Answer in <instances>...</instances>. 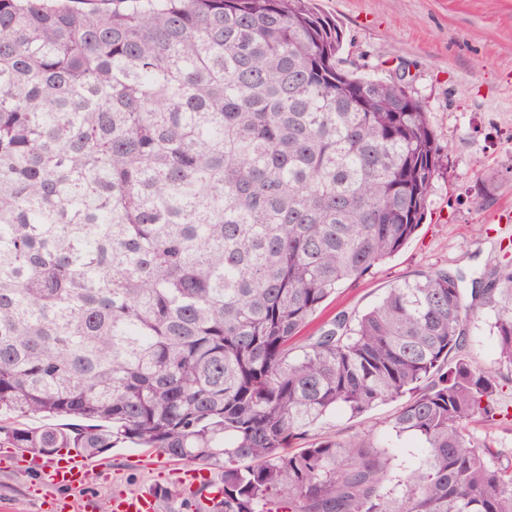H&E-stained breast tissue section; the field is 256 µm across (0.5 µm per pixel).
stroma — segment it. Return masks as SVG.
Listing matches in <instances>:
<instances>
[{
	"label": "stroma",
	"instance_id": "1",
	"mask_svg": "<svg viewBox=\"0 0 512 512\" xmlns=\"http://www.w3.org/2000/svg\"><path fill=\"white\" fill-rule=\"evenodd\" d=\"M344 33V56L360 76L403 80L424 106L430 127L447 150L448 167L429 198L417 236L394 258L338 289L321 317L366 310L394 283L430 266L476 278L500 258L512 237V0H318ZM491 181L489 195L479 192ZM399 408L389 402L359 418L340 414L323 435H369L391 458L393 470L421 459L417 441L389 426ZM104 470L90 475L83 494L106 512L120 491L168 487L157 512H191L180 477L187 462L122 446L102 455ZM50 491L30 475L0 467V512H45Z\"/></svg>",
	"mask_w": 512,
	"mask_h": 512
}]
</instances>
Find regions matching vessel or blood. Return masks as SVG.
Here are the masks:
<instances>
[{
	"label": "vessel or blood",
	"instance_id": "vessel-or-blood-1",
	"mask_svg": "<svg viewBox=\"0 0 512 512\" xmlns=\"http://www.w3.org/2000/svg\"><path fill=\"white\" fill-rule=\"evenodd\" d=\"M24 473L35 476L37 482L55 489L48 504L50 512H97L96 501L89 496L79 500L69 498L70 490L83 487L90 470L84 458L72 457L48 466L37 457L21 460ZM156 500L145 493L116 494L110 502V512H155Z\"/></svg>",
	"mask_w": 512,
	"mask_h": 512
}]
</instances>
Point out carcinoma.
I'll return each mask as SVG.
<instances>
[{
  "instance_id": "1",
  "label": "carcinoma",
  "mask_w": 512,
  "mask_h": 512,
  "mask_svg": "<svg viewBox=\"0 0 512 512\" xmlns=\"http://www.w3.org/2000/svg\"><path fill=\"white\" fill-rule=\"evenodd\" d=\"M311 0H0V447L223 469L210 512H512V263L432 267L301 333L398 254L445 148ZM492 317L497 355L472 360ZM391 419L422 459L315 434ZM298 448H292V445ZM288 452H283V449ZM491 322V316L487 312H482L469 326V351L473 359L480 364H489L496 357ZM402 402L380 404L362 417L354 419H349V415L346 414H336V418H329L327 424L318 428L316 433L334 435V432L338 431L343 437L366 434L377 446L382 447L379 448L381 451L385 450L388 453L394 471L416 465L421 459L418 442L409 436H396L388 424Z\"/></svg>"
}]
</instances>
